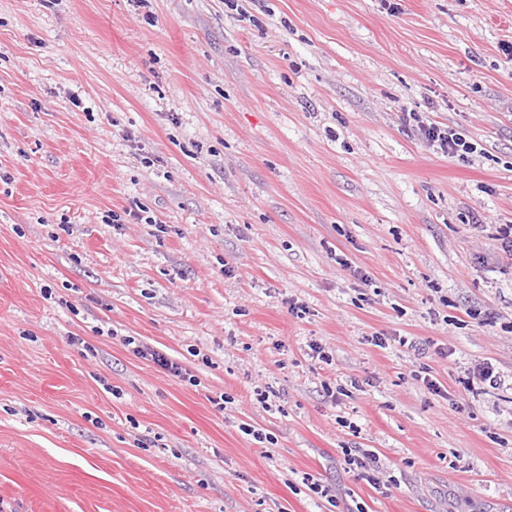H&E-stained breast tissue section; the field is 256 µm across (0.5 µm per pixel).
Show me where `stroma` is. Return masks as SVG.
I'll use <instances>...</instances> for the list:
<instances>
[{"label": "stroma", "instance_id": "1", "mask_svg": "<svg viewBox=\"0 0 512 512\" xmlns=\"http://www.w3.org/2000/svg\"><path fill=\"white\" fill-rule=\"evenodd\" d=\"M506 42L512 0H0V512H512ZM407 115L420 123L418 127L422 137L433 145L437 144L442 151L450 154L458 153L459 151L469 153L473 150V147L463 140L453 129L441 127L430 120L419 121L416 112H403L404 117ZM133 351L139 357L152 362L158 368V371L165 376L194 383L195 376L181 363L172 359L166 353L144 345L134 347ZM501 383L498 373H495L492 367H479L477 372H473V376L465 379V389L469 391H486L489 388H497ZM476 385L478 388H476Z\"/></svg>", "mask_w": 512, "mask_h": 512}]
</instances>
